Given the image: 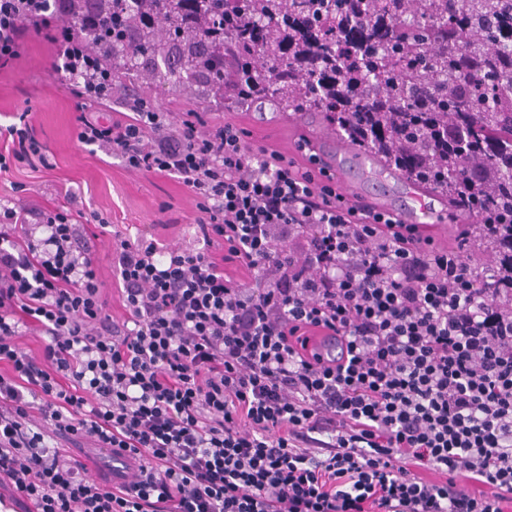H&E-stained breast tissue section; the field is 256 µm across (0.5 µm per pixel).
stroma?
<instances>
[{"mask_svg": "<svg viewBox=\"0 0 512 512\" xmlns=\"http://www.w3.org/2000/svg\"><path fill=\"white\" fill-rule=\"evenodd\" d=\"M59 53L57 42L46 34L29 32L19 58L0 66V128L13 123L14 116L28 112L38 139L51 152V168L17 164L0 174V199H27L44 205H59L65 190L78 193L86 210L108 216L111 225L96 241L94 256L100 267L108 312L115 325L126 320L119 301L117 280L112 271L113 251L123 240L136 239L145 229H153L164 247L177 248L194 242L195 198L177 181L152 173L128 171L119 160L104 152H89L75 135L77 117L90 112L102 120L120 110L118 99L98 100L76 95L64 75L54 65ZM210 122L232 121L244 128L254 147L297 157L296 146L307 135L303 117L259 109H211ZM344 173L367 201L384 200L403 205L406 182L392 175L362 167L346 157ZM168 223H161V216Z\"/></svg>", "mask_w": 512, "mask_h": 512, "instance_id": "stroma-1", "label": "stroma"}]
</instances>
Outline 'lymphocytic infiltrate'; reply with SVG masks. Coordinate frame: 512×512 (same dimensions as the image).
Returning a JSON list of instances; mask_svg holds the SVG:
<instances>
[{"label": "lymphocytic infiltrate", "mask_w": 512, "mask_h": 512, "mask_svg": "<svg viewBox=\"0 0 512 512\" xmlns=\"http://www.w3.org/2000/svg\"><path fill=\"white\" fill-rule=\"evenodd\" d=\"M46 12L0 0V66ZM77 122L82 145L190 191L199 243L120 242L117 326L92 244L108 218L71 191L0 203V512H512V239L468 224L437 247L346 201L306 145L301 167L201 112L135 99ZM6 132L0 173L49 167L27 114ZM32 324L40 361L16 345ZM33 409L58 437L140 455L141 481H87L27 428Z\"/></svg>", "instance_id": "obj_1"}]
</instances>
